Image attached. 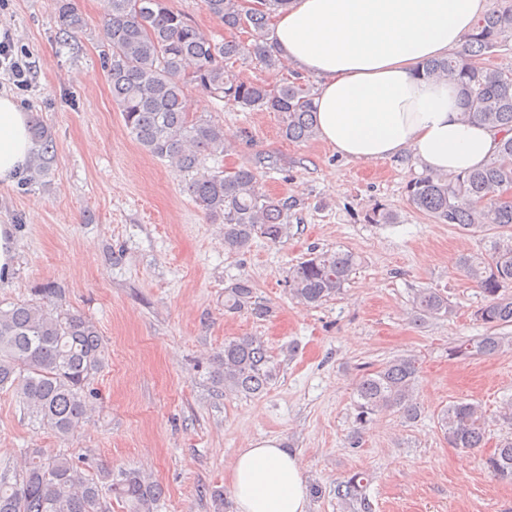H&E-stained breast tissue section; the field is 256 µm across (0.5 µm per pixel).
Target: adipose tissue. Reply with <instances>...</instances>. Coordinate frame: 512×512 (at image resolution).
<instances>
[{
  "mask_svg": "<svg viewBox=\"0 0 512 512\" xmlns=\"http://www.w3.org/2000/svg\"><path fill=\"white\" fill-rule=\"evenodd\" d=\"M486 0H289L269 35L290 67L316 76L322 140L354 162L409 152L427 169L458 174L482 166L499 130L461 117L457 88L419 75L446 55ZM32 149L20 101L0 94V183H13ZM238 512H307L295 455L274 442L240 449L231 469Z\"/></svg>",
  "mask_w": 512,
  "mask_h": 512,
  "instance_id": "adipose-tissue-1",
  "label": "adipose tissue"
}]
</instances>
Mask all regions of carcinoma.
I'll use <instances>...</instances> for the list:
<instances>
[{
    "instance_id": "carcinoma-1",
    "label": "carcinoma",
    "mask_w": 512,
    "mask_h": 512,
    "mask_svg": "<svg viewBox=\"0 0 512 512\" xmlns=\"http://www.w3.org/2000/svg\"><path fill=\"white\" fill-rule=\"evenodd\" d=\"M101 40L108 48L107 70L112 100L133 139L150 155L190 175L185 191L207 216L224 224V248L248 249L257 237L278 242L288 236V202L264 194L258 167L244 165L224 176L205 167L204 157H219L230 145L224 126L190 113L189 84L233 107L277 112L282 135L302 142L318 134L312 93L307 84L245 80L224 65L232 58H251L265 70H278L280 60L267 42L272 14L288 0H203L208 13L226 29L245 26L253 32L249 46L233 40L217 42L190 23L168 0H107ZM59 35L73 37L84 26L74 0H60ZM512 41V0L483 15L460 48L424 64V75L453 82L462 100V115L512 133V70L493 66L489 56ZM31 136L36 152L31 173L48 174L55 162L52 132L35 120ZM512 136L501 138L485 165L463 174L427 173L407 188L419 211L462 229L501 230L483 254L464 255L459 264L475 282L484 303L475 310L489 333L459 343L452 355L461 360L491 356L512 344L495 330L512 325ZM358 265L349 251L315 254L293 266L288 294L306 306H318L343 290ZM43 302L0 307V390L15 391L27 414L62 441L68 440L88 416L89 383L107 360V349L95 322L81 313L58 312L46 299L57 294L40 289ZM224 308L256 318L269 308L254 299L250 283L240 280L224 291ZM415 318L424 322L446 316L448 297L424 288L413 299ZM277 365L258 336L224 343L216 371L224 392L255 396L276 377ZM419 368L412 355L398 356L361 376L356 384L359 420L395 410L406 419L418 416L414 398ZM486 418L481 404L457 401L448 406L439 429L453 448L477 451L484 446ZM497 479L512 481V437L500 441L485 458ZM367 479L356 473L337 483L336 499L345 512H373L366 495ZM113 496L125 512H158L159 485L141 472L112 467L68 452L48 454L26 448L13 477H0V512H109Z\"/></svg>"
}]
</instances>
